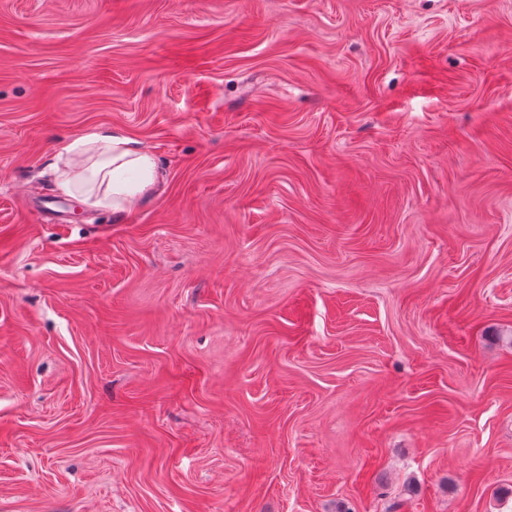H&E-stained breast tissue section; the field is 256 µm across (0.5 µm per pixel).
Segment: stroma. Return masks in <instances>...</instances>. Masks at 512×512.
<instances>
[{
	"label": "stroma",
	"instance_id": "1",
	"mask_svg": "<svg viewBox=\"0 0 512 512\" xmlns=\"http://www.w3.org/2000/svg\"><path fill=\"white\" fill-rule=\"evenodd\" d=\"M0 512H512V0H0ZM83 161L76 169L75 161ZM56 187L96 208L130 212L159 184L155 156L120 130L82 135L63 147L53 165Z\"/></svg>",
	"mask_w": 512,
	"mask_h": 512
}]
</instances>
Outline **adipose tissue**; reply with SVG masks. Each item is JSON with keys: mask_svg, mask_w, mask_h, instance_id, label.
<instances>
[{"mask_svg": "<svg viewBox=\"0 0 512 512\" xmlns=\"http://www.w3.org/2000/svg\"><path fill=\"white\" fill-rule=\"evenodd\" d=\"M56 187L81 195L91 206L131 211L159 184L155 156L119 130L80 136L63 147L53 165Z\"/></svg>", "mask_w": 512, "mask_h": 512, "instance_id": "ef3b65f1", "label": "adipose tissue"}]
</instances>
